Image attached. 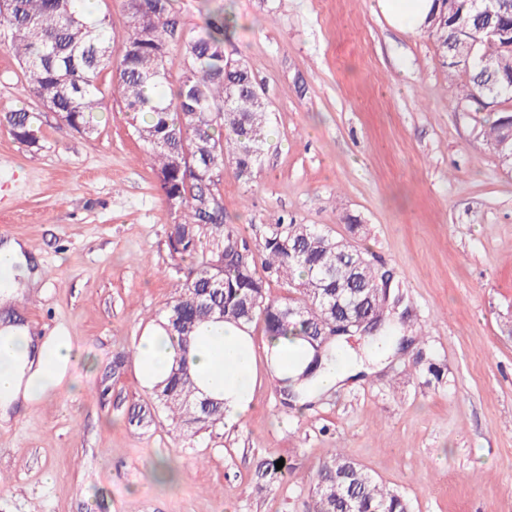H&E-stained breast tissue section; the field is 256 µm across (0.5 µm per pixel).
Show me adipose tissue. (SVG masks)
I'll list each match as a JSON object with an SVG mask.
<instances>
[{"mask_svg": "<svg viewBox=\"0 0 512 512\" xmlns=\"http://www.w3.org/2000/svg\"><path fill=\"white\" fill-rule=\"evenodd\" d=\"M381 11L399 28L423 26L434 8L433 0H378ZM26 246L10 240L0 246V275L9 282L0 288V304L18 296V281L26 277ZM177 341L160 328L148 329L137 344L136 366L146 387L164 379L176 356ZM388 350L371 345L364 356L338 345L333 360L326 363L313 383L315 394L340 387L364 363L378 364ZM74 358L69 337H36L27 326L8 322L0 326V422L12 420L34 401L56 388ZM188 361L204 396L218 399L228 424L244 419L253 407L257 380L255 346L248 327L213 323L202 327Z\"/></svg>", "mask_w": 512, "mask_h": 512, "instance_id": "adipose-tissue-1", "label": "adipose tissue"}]
</instances>
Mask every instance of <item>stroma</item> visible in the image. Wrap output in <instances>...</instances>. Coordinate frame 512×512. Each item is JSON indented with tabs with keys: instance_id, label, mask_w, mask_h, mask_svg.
I'll return each mask as SVG.
<instances>
[{
	"instance_id": "stroma-1",
	"label": "stroma",
	"mask_w": 512,
	"mask_h": 512,
	"mask_svg": "<svg viewBox=\"0 0 512 512\" xmlns=\"http://www.w3.org/2000/svg\"><path fill=\"white\" fill-rule=\"evenodd\" d=\"M187 27L225 8L227 57L249 62L270 104L250 183L221 176L227 223L252 244L280 218L346 236L393 274L423 340L303 409L283 410L251 327L254 407L232 427L176 435L165 415L128 424L150 392L127 362L189 266L179 221L118 96L95 137L26 96L0 46V112L27 106L39 142L0 125V243L25 242L37 287L0 309L40 336L67 334L81 360L24 416L0 424V512H308L317 466L343 450L402 493L410 512H512V173L456 106L426 29L393 26L377 0H178ZM441 366L415 373L416 357ZM283 460L282 476L267 464ZM178 474L165 482L156 470Z\"/></svg>"
}]
</instances>
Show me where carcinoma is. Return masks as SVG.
I'll use <instances>...</instances> for the list:
<instances>
[{"label": "carcinoma", "mask_w": 512, "mask_h": 512, "mask_svg": "<svg viewBox=\"0 0 512 512\" xmlns=\"http://www.w3.org/2000/svg\"><path fill=\"white\" fill-rule=\"evenodd\" d=\"M176 2L124 0L127 31L117 50L109 19L88 22L80 0H0V43L18 58L24 91L81 135L98 133L106 92L118 95L133 135L158 168L165 202L181 213L180 221L168 225V245L173 258L190 265L189 276L155 317L177 336L181 354L168 378L151 390L153 404L133 408L128 423L146 427L161 409L177 429L195 435L222 423L220 402L199 396L186 359L200 327L261 322L268 336L305 341L310 359L303 371L275 383L283 408L306 407L313 399L309 382L336 347L333 339L317 351L319 330L339 317L350 322L378 314L382 327L372 340L389 336L391 316L405 292L395 281L389 291L380 289L375 265L353 241L363 225L351 216L345 217L349 239L313 224H268L258 251L225 221L221 172L229 164L238 179L251 180L266 143L270 106L256 102L249 63L224 54L232 16L221 8L202 29L191 30ZM490 22L512 29V11L489 19L474 0H452L450 9L442 0L427 26L441 53H473L470 70L451 60L445 67L465 77L457 105L477 112L512 100V42L486 49L483 29ZM174 46L181 51L182 76L168 93L164 85ZM485 52L488 69L479 60ZM106 70L113 78L107 91L98 83ZM35 119L23 107L0 113V122L29 146L38 143ZM481 134L512 171V112L499 110ZM272 281L288 294L269 298ZM311 512H409V503L337 450L318 466Z\"/></svg>", "instance_id": "1"}]
</instances>
